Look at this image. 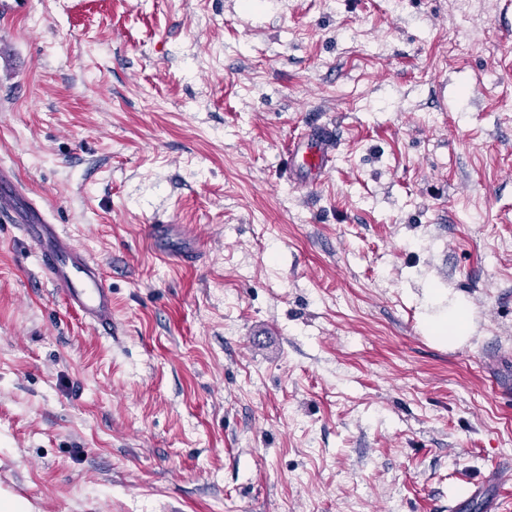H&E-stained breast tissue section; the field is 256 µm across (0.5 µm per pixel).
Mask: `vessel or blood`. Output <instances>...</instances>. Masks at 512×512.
Segmentation results:
<instances>
[{"instance_id":"vessel-or-blood-1","label":"vessel or blood","mask_w":512,"mask_h":512,"mask_svg":"<svg viewBox=\"0 0 512 512\" xmlns=\"http://www.w3.org/2000/svg\"><path fill=\"white\" fill-rule=\"evenodd\" d=\"M335 147L332 128L324 124L309 126L288 148V171L292 178L299 180L309 173L326 172ZM18 198L13 175L0 168V215H8L33 243L42 273L63 291L70 307L98 334L111 335L112 287L101 264L90 258L58 225L52 224L41 205L32 202L22 207L17 203ZM148 234L152 243L175 264H189L198 253L197 235L187 226L152 224Z\"/></svg>"}]
</instances>
